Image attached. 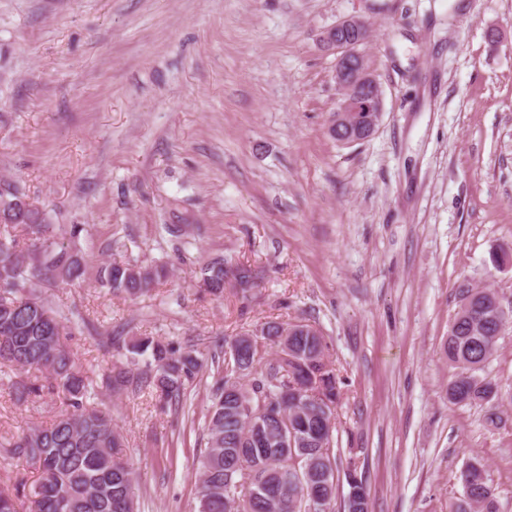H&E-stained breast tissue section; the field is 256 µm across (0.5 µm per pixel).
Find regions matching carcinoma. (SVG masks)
Returning <instances> with one entry per match:
<instances>
[{"label":"carcinoma","mask_w":512,"mask_h":512,"mask_svg":"<svg viewBox=\"0 0 512 512\" xmlns=\"http://www.w3.org/2000/svg\"><path fill=\"white\" fill-rule=\"evenodd\" d=\"M0 207L10 211L0 223V367L37 371L59 389L67 408L48 427L32 428L9 443L5 456L33 463L40 477L31 510L19 495L0 490V512H138L137 476L119 451L121 435L107 407L87 404L103 393L151 388L169 404L186 406V385L201 368L189 350L141 337L129 343L107 334L100 346L125 359L100 378L78 365L68 346L84 319L66 316L42 296L44 285L74 281L85 274L65 235L78 233L48 223L46 212L28 201L11 181H0ZM114 292L137 296L165 276V268L112 263L105 269ZM231 284L249 300L256 282L244 263L214 262L202 285L214 295ZM498 292L490 287L462 292L448 329L445 351L455 368L448 401L485 405L487 423L502 422V411L484 394L498 383L479 371L497 352ZM313 326L268 321L252 332L224 339L230 357L212 360L211 405L205 417L206 447L198 460V512H333L336 473L333 431L339 378L328 343ZM276 348L271 358L260 348ZM149 355L144 367L142 356ZM463 488L470 496L448 512H500L496 489L484 466L467 464ZM319 488L322 503L309 509L304 489ZM364 483L349 485L343 512H368Z\"/></svg>","instance_id":"carcinoma-1"}]
</instances>
